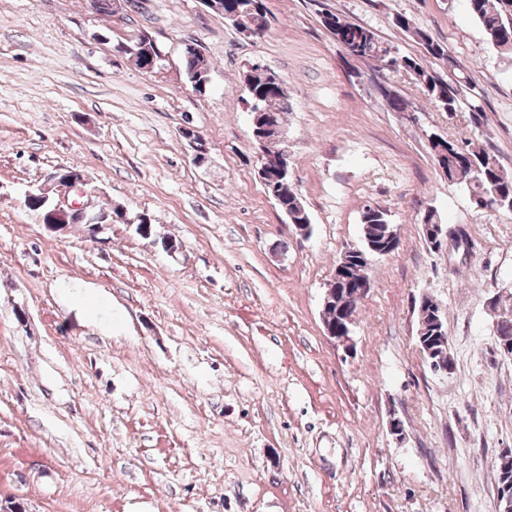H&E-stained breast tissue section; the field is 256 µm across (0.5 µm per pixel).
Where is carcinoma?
Segmentation results:
<instances>
[{
  "mask_svg": "<svg viewBox=\"0 0 512 512\" xmlns=\"http://www.w3.org/2000/svg\"><path fill=\"white\" fill-rule=\"evenodd\" d=\"M224 13L236 10H249L246 23L255 31H263L266 15L264 4L258 0H221ZM472 17L479 23L488 41L503 53L512 54V0H467ZM394 24L408 32L423 48V56L397 54L390 58L392 46L382 41L372 29L344 19L342 16L326 10L321 13V23L326 30H331L342 37L343 43L358 51L362 59L373 60L385 69L395 63L397 71L406 72L420 87L425 97L444 112H456L460 102L456 90L442 81L439 75L425 63L424 57L444 59L448 57V48L433 40L428 33L411 24L410 20L400 14L393 18ZM154 49L152 36L140 33L128 44L125 55H140L144 48ZM182 65L185 79L196 81V89L203 92L207 85L203 80L208 78L210 68L203 53L186 49L182 53ZM243 81L248 85V94L254 104H271L270 115L274 121L284 124V115L289 111L288 93L286 90L267 83L261 74L245 72ZM381 94L387 106L394 112H403L411 102L391 87L381 88ZM442 148L447 151L441 166L448 174V181L466 185L470 191L481 193L488 200V208L512 213V175L507 174L498 165L488 166L484 161L490 158L489 153L478 143L466 138H445L434 135L429 139V149L434 151ZM278 206L282 211L294 218L296 224L310 221L306 207L296 194L291 184L278 189ZM387 217L370 206H365L361 215V232L363 238L374 242L384 235V224Z\"/></svg>",
  "mask_w": 512,
  "mask_h": 512,
  "instance_id": "cac0c4a2",
  "label": "carcinoma"
}]
</instances>
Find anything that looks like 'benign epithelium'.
I'll use <instances>...</instances> for the list:
<instances>
[{"label":"benign epithelium","instance_id":"1","mask_svg":"<svg viewBox=\"0 0 512 512\" xmlns=\"http://www.w3.org/2000/svg\"><path fill=\"white\" fill-rule=\"evenodd\" d=\"M254 139L265 145L270 141L285 144L287 133L284 128L270 124L262 129L253 128ZM182 136L194 145V160L198 164L206 159V147L199 132L191 127L182 130ZM259 176L262 182L274 181L291 176L288 164V150L283 147L275 153L261 150L258 155ZM25 197H45L55 205L56 221L45 224V228L54 233L66 232L74 222L86 226L87 237L97 243L107 241V234L112 231V225L101 223L100 215L92 209L91 192L86 188V180L82 172L67 166L59 167L49 172L43 182L36 188L25 193ZM389 232L386 240L389 248L386 250L370 247V251L380 256H388L399 246V237L393 225H388ZM424 238L430 246L441 250L448 246V241L458 246L460 241L452 240V233L443 224L422 225ZM368 251V252H370ZM368 252L362 249L349 248L345 250L337 262L332 278L326 284V294L323 304L344 284L358 290L359 300H364L371 288L370 261ZM357 316V311L348 312L336 323L324 325L328 339L344 348L350 347V331Z\"/></svg>","mask_w":512,"mask_h":512}]
</instances>
